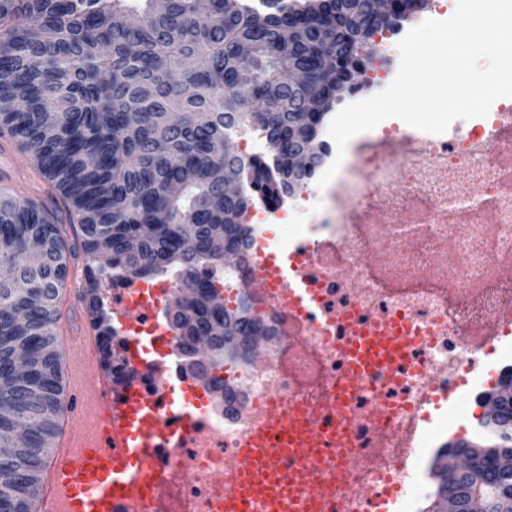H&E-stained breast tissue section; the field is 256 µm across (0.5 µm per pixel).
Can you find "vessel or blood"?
Wrapping results in <instances>:
<instances>
[{"label": "vessel or blood", "instance_id": "1", "mask_svg": "<svg viewBox=\"0 0 512 512\" xmlns=\"http://www.w3.org/2000/svg\"><path fill=\"white\" fill-rule=\"evenodd\" d=\"M512 141V116L474 140L472 151ZM422 137L407 134L359 145L385 156L421 154ZM318 247L301 243L287 261L256 240L245 292L288 332V351L266 337L254 339L252 368L287 371L299 392L267 393L235 450L211 476L224 494V512H413V484L442 471L449 442L468 426L489 435L493 406L488 388L512 367V296L500 298L487 320L468 323L461 303L489 283L512 280V248L495 258L490 274L456 268L458 236H450L441 261L419 278L396 273L397 255L348 250L349 224H329ZM344 253L326 267L330 249ZM366 269L370 287L354 273ZM429 300L447 309L423 320L412 306ZM113 321L126 334L123 354L132 371L118 384L94 365L98 338L80 315L61 332L70 397L60 414L51 462L33 512H161L155 495L140 494L146 472L157 484L174 479L169 454L200 444L204 416L171 409L176 388L160 361L146 357L141 333L175 330L152 290L109 297ZM463 347L448 353L444 337ZM335 367L326 376L327 367ZM483 412L471 418V400Z\"/></svg>", "mask_w": 512, "mask_h": 512}]
</instances>
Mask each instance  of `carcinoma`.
I'll return each instance as SVG.
<instances>
[{"instance_id": "cac0c4a2", "label": "carcinoma", "mask_w": 512, "mask_h": 512, "mask_svg": "<svg viewBox=\"0 0 512 512\" xmlns=\"http://www.w3.org/2000/svg\"><path fill=\"white\" fill-rule=\"evenodd\" d=\"M0 0V132L30 156L78 216L94 279H147L179 273L178 335H187L190 371L203 374L196 345L214 352L236 327L224 300L199 269L217 267L245 236L253 200L277 203L288 151L317 137L321 121L302 119L306 88L291 89L294 68L308 72L328 105L343 73L320 65L325 54L348 63L369 41L406 19L407 0ZM242 43L256 47L252 80L236 85ZM252 127L277 145L276 160L253 157L237 173L241 194L224 197V144ZM43 256L31 263L28 245ZM67 249L49 213L33 199L0 196V439L25 434L0 457V512H30L28 488L40 484L57 433L64 382L54 333L67 277ZM92 314L102 344L110 314ZM28 355L14 373L17 349ZM39 402L28 401L30 392ZM478 493L495 502L496 460L475 462Z\"/></svg>"}]
</instances>
